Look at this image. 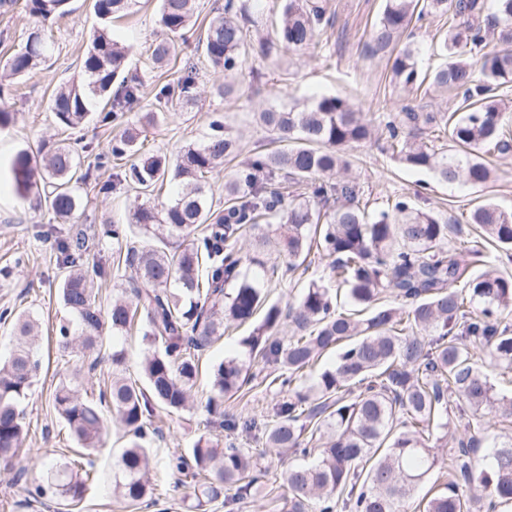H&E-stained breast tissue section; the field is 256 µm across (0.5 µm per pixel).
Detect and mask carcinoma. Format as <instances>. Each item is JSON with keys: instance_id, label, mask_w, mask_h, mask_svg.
Returning <instances> with one entry per match:
<instances>
[{"instance_id": "carcinoma-1", "label": "carcinoma", "mask_w": 512, "mask_h": 512, "mask_svg": "<svg viewBox=\"0 0 512 512\" xmlns=\"http://www.w3.org/2000/svg\"><path fill=\"white\" fill-rule=\"evenodd\" d=\"M138 0H92L100 20L83 61L84 78L61 87L50 109L68 128L80 127L91 112L108 125L133 111L145 95V82L121 77L129 50L114 40L109 24ZM29 12L46 24L69 13V0H26ZM196 0H160V24L172 36L194 28ZM426 13L448 16L440 48L448 63L434 72L432 82L463 96L445 125L451 148L436 152L422 141V130L437 126L430 112L404 107L398 122L380 127L338 95L323 96L304 107L268 109L260 122L284 147L257 151L245 165L244 181L224 185V206L207 194V174L236 154L239 144L215 121L213 133L200 145H188L171 158L142 151L139 133L126 127L112 139L107 152L95 153L94 169L81 168V153H94L90 143L76 151L68 145L27 149L13 158L11 171L18 188L40 190L56 217L74 220L80 209L75 184L94 178L98 192L123 182L144 196L159 182L178 183L170 203L148 202L131 214L130 228L145 238L139 246L127 242L124 269L128 287L102 308L98 292L82 270L88 235L73 228L57 242L67 274L61 282L63 305L74 317L56 328V345L63 353L84 358L100 355L104 328L123 335L141 318L144 339L152 349L139 365L145 386L126 376L125 356L112 351L111 382L88 398L71 382L59 383L53 405L78 447L91 453L107 435V420H115L129 436L115 459L112 491L129 503L152 495V461L143 440L155 413L178 415L186 409L200 372L203 351L224 335V325L246 323L264 315L243 344L249 355L281 370L262 379L265 388L291 385L327 351L340 348L333 368L305 388L288 390L277 419L258 425L256 419L224 413V396L250 385L249 368L235 359L211 366L212 396L208 415L228 433L258 432L265 448H221L199 437L187 457L173 467L191 476L198 506L224 500L234 487L246 498L260 482L259 460L265 449L291 451L306 461L288 466L287 512H407L414 490L438 466L428 446L434 432L448 439V481L424 503L423 512H499L512 507V434L498 429L512 419V396L499 394L481 363L482 355L502 374L512 373V327L502 316L512 312V276L497 269L472 276V258L486 242L512 251V213L486 199L470 212L476 236L459 247H446L451 220L415 208L404 199L387 212L370 218L360 207L359 187L349 179L332 180L348 167L346 148L385 137L398 161L428 170L449 183L462 181L483 187L491 169L480 152L508 150L509 117L496 90L512 83V0H386L374 33L376 50L387 49ZM256 25L248 0H224V11L213 17L197 39V48L213 68L231 75L245 55L273 49L316 47L321 28L329 24L316 0H285L276 40L253 44L249 27ZM49 46L41 30L31 32L24 48L0 64V93L6 81L22 76L44 58ZM167 40L149 48L148 65L157 68L174 54ZM403 86L419 80L415 51L405 47L392 64ZM197 63L184 62L177 83L154 85L149 125L194 99ZM119 88L113 89L114 82ZM134 160L112 178L98 172L112 161ZM304 187L285 200L280 179ZM246 187H241V184ZM278 224L270 236L261 227ZM250 235L255 255L243 252L239 240ZM274 244L288 254L286 271L296 272L312 248L326 262L336 288L346 290L350 309L334 307L330 289L309 283L288 311L266 305L264 278L249 276L253 264L266 269L257 253ZM291 333L288 342L277 336ZM14 331L24 339L11 356L0 361V468L11 470L27 435L21 404L41 370L35 355L39 323L22 313ZM161 345L162 350L153 349ZM454 390L467 414L469 437L456 435L448 420V391ZM495 441L489 466L475 464L474 435ZM47 486L71 503L82 501L94 475L82 462L43 460Z\"/></svg>"}]
</instances>
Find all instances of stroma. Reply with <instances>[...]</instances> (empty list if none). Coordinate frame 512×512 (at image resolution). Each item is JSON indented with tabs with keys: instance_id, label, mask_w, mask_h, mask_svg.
<instances>
[{
	"instance_id": "stroma-1",
	"label": "stroma",
	"mask_w": 512,
	"mask_h": 512,
	"mask_svg": "<svg viewBox=\"0 0 512 512\" xmlns=\"http://www.w3.org/2000/svg\"><path fill=\"white\" fill-rule=\"evenodd\" d=\"M321 2L330 23L321 34L317 51H287L267 58L252 53L229 79L221 70L202 66L194 100L168 113L159 125L143 128L141 140L153 150L173 155L184 146L202 144L211 132L212 121L218 119L240 139L243 152L248 155L257 147L273 145L271 134L255 123V113L273 106L311 103L326 95L347 98L357 110L375 114L383 122L405 106L418 112L455 108L459 98L454 92L427 82L403 88L393 77L391 52H371L373 32L385 0ZM71 8L70 15L52 26V45L45 62L16 79L11 94L0 98V106L10 113L9 123L0 127V311H28L42 325L43 340L37 355L44 369L23 404L29 427L25 445L30 456L46 454L56 461L74 456L76 448L53 406L52 393L63 371L81 366L82 361L74 355H62L54 341L53 326L67 316L58 293L64 271L59 267L54 239L42 238L41 233L52 228L65 233L69 227L37 196L18 191L10 165L20 149H33L44 141L82 140L105 151L118 133L115 127L101 125L94 114L80 128H66L49 108L53 90L80 78L92 33L99 24L90 0H72ZM40 25L39 18L20 5L0 12V58L19 51L29 33ZM446 28L445 18L429 16L414 29L410 40L419 49L417 61L421 72H432L445 63L438 37ZM111 32L114 39L131 49L125 76L146 75L145 51L164 34L158 21L157 0H139L129 15L113 22ZM228 81L234 86L233 93L220 96L219 87ZM347 153L368 214L386 210L399 196L415 207L433 210L459 223L486 198L512 212V152L484 153L483 160L494 170L495 177L480 190L461 182L448 184L432 172L405 167L378 144L354 145ZM77 192L81 198L77 223L91 234L84 256V270L89 273L96 264L111 262L116 250L111 239L102 235L104 225L128 223L135 207L144 203L145 198L124 185L104 194L89 183L79 186ZM313 280L323 284L329 281L324 264L316 260L306 272H295L271 287L269 300L282 306L297 301ZM249 331L246 325L230 330L204 352L193 390L192 411L180 418L161 414L154 417L153 423L159 426L160 433L148 436L146 444L152 448L157 462L152 472L155 497L132 505L113 496L112 463L124 445L121 431L114 429L105 447L93 456L97 484L68 512H191L195 502L192 484L180 481L166 463L171 456L187 453L199 435L225 443L223 428L205 423L204 405L211 390L209 370L214 363L235 358L250 362L252 372L264 376L263 361L250 360L242 344ZM281 401V396L260 386L246 396L225 401L224 407L262 422L273 419ZM266 463L268 473L264 482L274 487L276 501L251 497L240 502L239 512H286L288 488L282 479L283 464L275 457L267 458ZM37 478L34 471L0 472V512H58L55 496L30 501L26 488Z\"/></svg>"
}]
</instances>
